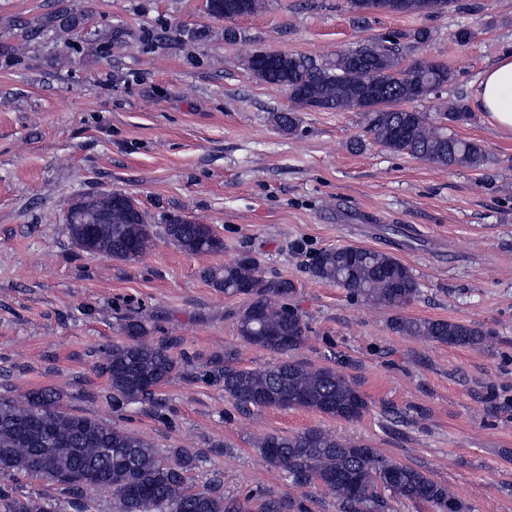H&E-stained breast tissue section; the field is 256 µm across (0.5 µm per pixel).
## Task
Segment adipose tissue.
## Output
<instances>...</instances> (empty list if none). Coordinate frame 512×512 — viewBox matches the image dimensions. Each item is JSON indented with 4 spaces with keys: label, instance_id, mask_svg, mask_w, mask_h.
Masks as SVG:
<instances>
[{
    "label": "adipose tissue",
    "instance_id": "adipose-tissue-1",
    "mask_svg": "<svg viewBox=\"0 0 512 512\" xmlns=\"http://www.w3.org/2000/svg\"><path fill=\"white\" fill-rule=\"evenodd\" d=\"M480 111L497 127L512 131V55L503 54L487 68L476 91Z\"/></svg>",
    "mask_w": 512,
    "mask_h": 512
}]
</instances>
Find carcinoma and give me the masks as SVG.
<instances>
[{"mask_svg":"<svg viewBox=\"0 0 512 512\" xmlns=\"http://www.w3.org/2000/svg\"><path fill=\"white\" fill-rule=\"evenodd\" d=\"M233 0H206L208 13L233 18ZM457 0H413L412 14H442L455 9ZM352 57L336 55L319 64L306 56L292 57V74L285 81L289 98L298 108L317 96L328 111L355 110L362 115L371 140L393 153L443 167L479 168L489 161L485 146L450 132L456 123L470 120L458 104L432 120L427 113L406 105L449 82L452 72L442 63L419 61L400 67L395 38L358 46ZM112 192L79 199L67 213L66 230L72 242L91 240L85 253L117 260H135L153 247L157 234L191 255L224 250V240L211 225L188 222L166 224L161 231L134 208L137 223H129L121 208L110 207ZM110 210L109 224L86 220ZM313 277L336 284L349 294L374 305L403 310L421 295L412 269L396 257L362 247H343L316 254L309 264ZM202 278L227 295H243L247 303L238 316V333L252 346L274 352L299 348L308 327L302 315L285 303L293 285L267 280L259 262L241 254L219 268H205ZM396 332L430 343L459 347L485 345L491 333L479 326L451 320L395 316ZM127 340L105 349L100 368L107 374L112 401L133 404L154 401L155 393L171 378L178 362L163 343L147 336L137 322L125 326ZM224 393L243 410L277 407L307 408L354 421L367 411L360 391L341 373L313 370L295 361L263 369L224 365ZM52 388H40L14 398L0 396V467L6 472L45 478L72 492L71 505L85 512L80 497L85 487L68 479L84 467L95 470L94 489L109 492L120 512H251V498H224L223 486L213 481L200 492L187 486L193 458L181 448L171 464L162 452L137 432L98 418L69 413L58 407ZM261 458L281 470L291 483L304 488L320 485L335 493L338 512H389L390 501L428 503L435 512H464V504L445 484L407 465L389 460L369 445L340 439L310 428L289 436L268 434L256 444ZM0 512H56L45 497L12 496L0 492Z\"/></svg>","mask_w":512,"mask_h":512,"instance_id":"cac0c4a2","label":"carcinoma"}]
</instances>
